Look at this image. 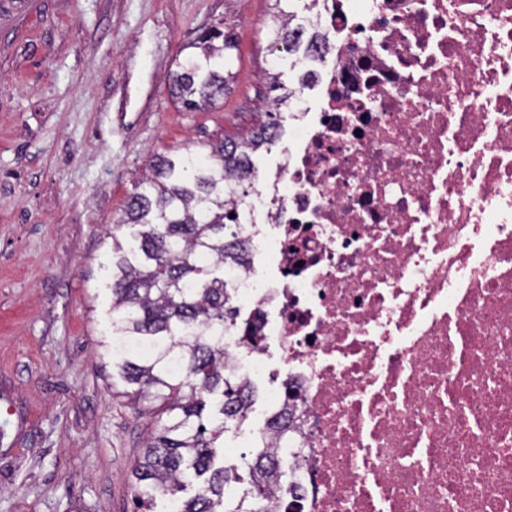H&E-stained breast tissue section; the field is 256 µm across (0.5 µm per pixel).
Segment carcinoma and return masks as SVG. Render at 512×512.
<instances>
[{"label":"carcinoma","instance_id":"1","mask_svg":"<svg viewBox=\"0 0 512 512\" xmlns=\"http://www.w3.org/2000/svg\"><path fill=\"white\" fill-rule=\"evenodd\" d=\"M295 0H273V44L287 54L299 38L289 27ZM198 53L179 64L172 95L189 111L224 97L234 44L215 28L197 35ZM293 91L269 98L266 120L241 139H224L200 156L190 150L159 156L136 183L112 239L110 336L102 342L131 403L158 412L155 427L132 468L134 504L154 512L157 496L176 501V512H224V489L239 479L221 461L224 432L243 420L255 395L224 363V331L237 329L252 346L257 336L236 320L224 268L243 265L247 244L225 222L230 195L252 188L253 155L272 144L283 121L279 105ZM278 481L269 452L252 466L251 500L238 512H258Z\"/></svg>","mask_w":512,"mask_h":512}]
</instances>
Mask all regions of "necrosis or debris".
<instances>
[{
	"label": "necrosis or debris",
	"instance_id": "4bbe7bcc",
	"mask_svg": "<svg viewBox=\"0 0 512 512\" xmlns=\"http://www.w3.org/2000/svg\"><path fill=\"white\" fill-rule=\"evenodd\" d=\"M318 108L288 101L236 208L224 334L268 411L276 512H512V0H317Z\"/></svg>",
	"mask_w": 512,
	"mask_h": 512
}]
</instances>
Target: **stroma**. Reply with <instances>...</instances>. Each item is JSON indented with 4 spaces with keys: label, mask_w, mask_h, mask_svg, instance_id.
I'll use <instances>...</instances> for the list:
<instances>
[{
    "label": "stroma",
    "mask_w": 512,
    "mask_h": 512,
    "mask_svg": "<svg viewBox=\"0 0 512 512\" xmlns=\"http://www.w3.org/2000/svg\"><path fill=\"white\" fill-rule=\"evenodd\" d=\"M270 0H0V512H134L156 417L100 346L107 233L157 155L248 135L279 54ZM234 38L223 99L171 74L199 30Z\"/></svg>",
    "instance_id": "1"
}]
</instances>
